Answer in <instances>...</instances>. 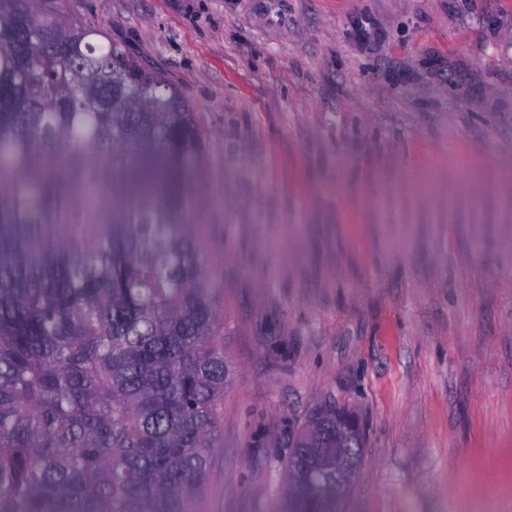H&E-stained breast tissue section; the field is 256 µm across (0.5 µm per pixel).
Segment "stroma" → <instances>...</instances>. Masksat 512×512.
Instances as JSON below:
<instances>
[{
	"label": "stroma",
	"instance_id": "1",
	"mask_svg": "<svg viewBox=\"0 0 512 512\" xmlns=\"http://www.w3.org/2000/svg\"><path fill=\"white\" fill-rule=\"evenodd\" d=\"M153 64L205 145L224 338L199 512H280L361 420L341 512H512V0H39ZM291 448L292 471L317 497L310 504L323 498L336 499L337 504L358 476L364 431L350 409L333 405L297 429Z\"/></svg>",
	"mask_w": 512,
	"mask_h": 512
}]
</instances>
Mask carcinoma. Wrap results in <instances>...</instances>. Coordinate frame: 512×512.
Segmentation results:
<instances>
[{"instance_id": "1", "label": "carcinoma", "mask_w": 512, "mask_h": 512, "mask_svg": "<svg viewBox=\"0 0 512 512\" xmlns=\"http://www.w3.org/2000/svg\"><path fill=\"white\" fill-rule=\"evenodd\" d=\"M35 3L0 0V512H198L225 375L204 142L159 71Z\"/></svg>"}]
</instances>
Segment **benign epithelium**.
Here are the masks:
<instances>
[{"label":"benign epithelium","mask_w":512,"mask_h":512,"mask_svg":"<svg viewBox=\"0 0 512 512\" xmlns=\"http://www.w3.org/2000/svg\"><path fill=\"white\" fill-rule=\"evenodd\" d=\"M364 431L347 407L319 410L297 429L291 445L292 471L314 492L311 504L323 498L341 500L358 476Z\"/></svg>","instance_id":"7a95c632"}]
</instances>
